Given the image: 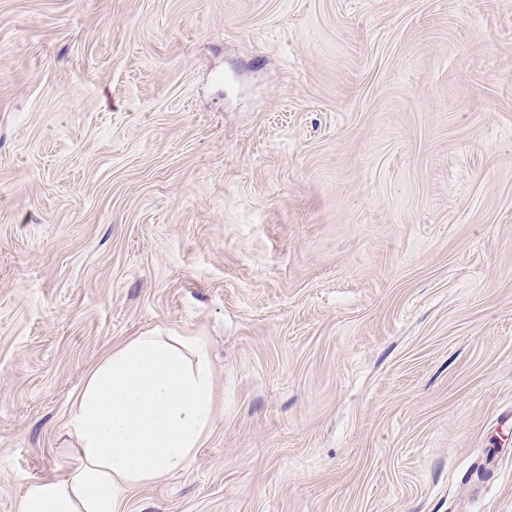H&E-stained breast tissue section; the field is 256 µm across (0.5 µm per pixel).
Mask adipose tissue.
Listing matches in <instances>:
<instances>
[{"instance_id":"adipose-tissue-1","label":"adipose tissue","mask_w":512,"mask_h":512,"mask_svg":"<svg viewBox=\"0 0 512 512\" xmlns=\"http://www.w3.org/2000/svg\"><path fill=\"white\" fill-rule=\"evenodd\" d=\"M213 412L197 338L156 330L113 347L70 412L67 473L29 484L20 512H118L129 488L190 467Z\"/></svg>"}]
</instances>
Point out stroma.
<instances>
[{
  "label": "stroma",
  "mask_w": 512,
  "mask_h": 512,
  "mask_svg": "<svg viewBox=\"0 0 512 512\" xmlns=\"http://www.w3.org/2000/svg\"><path fill=\"white\" fill-rule=\"evenodd\" d=\"M156 328L214 422L121 512H512V0H0V512Z\"/></svg>",
  "instance_id": "1"
}]
</instances>
